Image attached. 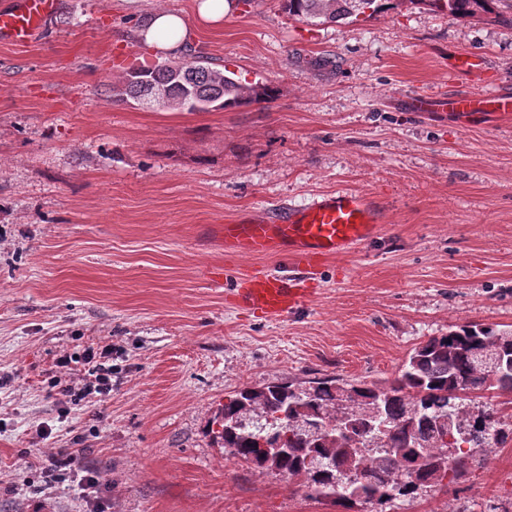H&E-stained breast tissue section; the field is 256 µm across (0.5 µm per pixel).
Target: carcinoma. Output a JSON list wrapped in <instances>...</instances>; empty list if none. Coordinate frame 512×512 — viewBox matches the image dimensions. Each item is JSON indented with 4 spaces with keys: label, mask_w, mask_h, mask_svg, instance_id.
<instances>
[{
    "label": "carcinoma",
    "mask_w": 512,
    "mask_h": 512,
    "mask_svg": "<svg viewBox=\"0 0 512 512\" xmlns=\"http://www.w3.org/2000/svg\"><path fill=\"white\" fill-rule=\"evenodd\" d=\"M461 17L512 14V0H409ZM391 0H285L302 22L370 18L390 8ZM142 81L125 75L117 96L137 103L153 91L178 102L207 100L228 109L270 102L274 90L243 82L235 73L214 70L194 54L140 66ZM511 330L480 324L451 328L431 336L409 355L391 383L344 380L335 376L303 384L271 383L245 387L228 396L209 424V433L227 458L261 473L300 477L299 490L312 499L337 503L345 512H386L398 499L440 491L491 452L490 435L512 441V423L494 409L470 404L469 395L497 391L512 395ZM499 347V362L489 369L475 351ZM278 449L275 457L267 449Z\"/></svg>",
    "instance_id": "cac0c4a2"
}]
</instances>
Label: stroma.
Returning <instances> with one entry per match:
<instances>
[{
    "mask_svg": "<svg viewBox=\"0 0 512 512\" xmlns=\"http://www.w3.org/2000/svg\"><path fill=\"white\" fill-rule=\"evenodd\" d=\"M198 0H62L42 34L0 44V512H89L58 450L99 474L106 512H343L297 481L228 460L208 426L232 391L338 376L394 379L428 337L512 329V120L415 112L484 55L512 93V23L394 0L309 25L283 0L200 25ZM182 15L208 66L274 100L187 112L119 101L128 67L166 61L140 35ZM343 187L383 210L377 237L330 260L297 314L232 308L240 272L216 224ZM223 264L224 285L202 276ZM112 351V390L64 409L62 354ZM391 512H512V444ZM448 75H459L470 78L473 82L490 84L488 67L480 54L460 52L453 56L448 67Z\"/></svg>",
    "mask_w": 512,
    "mask_h": 512,
    "instance_id": "stroma-1",
    "label": "stroma"
}]
</instances>
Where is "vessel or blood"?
Returning a JSON list of instances; mask_svg holds the SVG:
<instances>
[{"label":"vessel or blood","mask_w":512,"mask_h":512,"mask_svg":"<svg viewBox=\"0 0 512 512\" xmlns=\"http://www.w3.org/2000/svg\"><path fill=\"white\" fill-rule=\"evenodd\" d=\"M61 0H15L11 9L0 11V41L24 44L57 14ZM449 75L487 83L488 67L480 54L454 55ZM419 112L448 111L463 118L494 114L512 117V94L466 91L442 98H420ZM383 215L358 192L339 189L300 207H287L276 217L264 214L215 226L225 251L239 256H282L288 268L273 272L256 267L244 273L227 301L235 308L263 317L296 313L317 292V275L331 257L343 254L373 239Z\"/></svg>","instance_id":"b4317fda"}]
</instances>
